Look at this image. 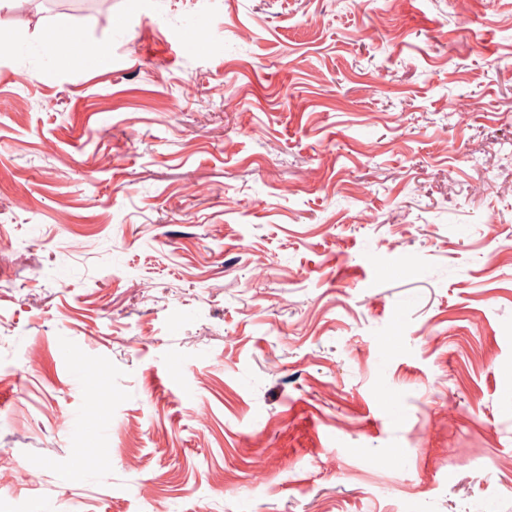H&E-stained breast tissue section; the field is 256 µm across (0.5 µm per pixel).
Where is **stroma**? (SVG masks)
Here are the masks:
<instances>
[{"label":"stroma","instance_id":"35a3bbf8","mask_svg":"<svg viewBox=\"0 0 512 512\" xmlns=\"http://www.w3.org/2000/svg\"><path fill=\"white\" fill-rule=\"evenodd\" d=\"M0 43V505L512 512V0H16Z\"/></svg>","mask_w":512,"mask_h":512}]
</instances>
